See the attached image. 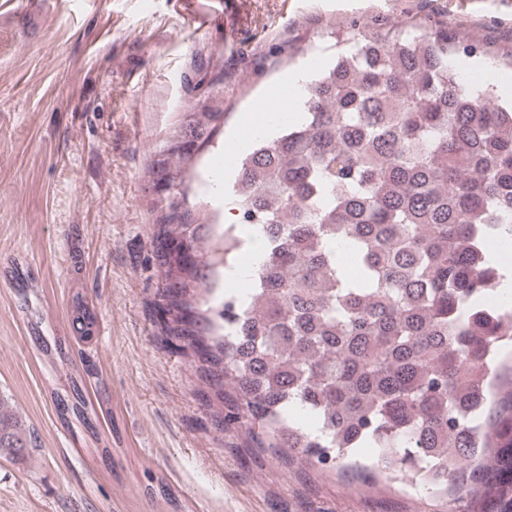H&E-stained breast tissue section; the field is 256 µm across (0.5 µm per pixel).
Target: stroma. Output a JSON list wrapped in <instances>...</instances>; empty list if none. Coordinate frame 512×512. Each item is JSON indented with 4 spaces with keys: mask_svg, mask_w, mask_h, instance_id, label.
Masks as SVG:
<instances>
[{
    "mask_svg": "<svg viewBox=\"0 0 512 512\" xmlns=\"http://www.w3.org/2000/svg\"><path fill=\"white\" fill-rule=\"evenodd\" d=\"M447 18L512 75V0H0V397L37 438L0 457V512H430L414 490L251 458L216 429L191 358L168 347L154 242L165 195L152 170L206 112L214 149L242 112L312 48L327 23L363 15ZM292 43L293 54L278 53ZM186 171L192 218L224 198ZM21 267L28 298L8 272ZM97 315L67 370L31 340L72 333L74 297ZM95 433L62 419L68 375H85Z\"/></svg>",
    "mask_w": 512,
    "mask_h": 512,
    "instance_id": "35a3bbf8",
    "label": "stroma"
}]
</instances>
